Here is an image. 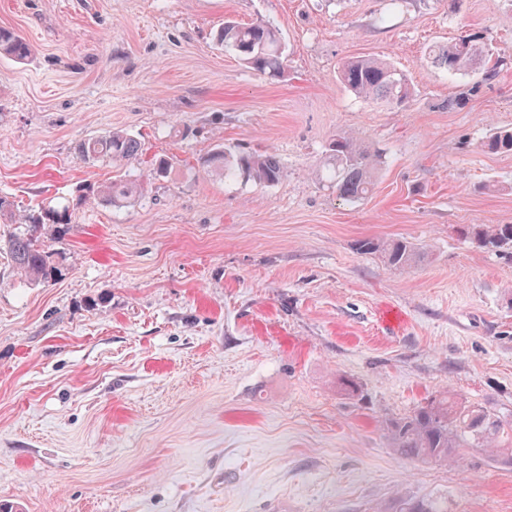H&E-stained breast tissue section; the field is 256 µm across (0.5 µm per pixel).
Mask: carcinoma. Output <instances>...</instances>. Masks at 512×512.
<instances>
[{"mask_svg":"<svg viewBox=\"0 0 512 512\" xmlns=\"http://www.w3.org/2000/svg\"><path fill=\"white\" fill-rule=\"evenodd\" d=\"M224 51L235 55L254 73L271 79L284 76L287 60L278 30L264 21L239 24L224 21L216 34ZM486 43L481 36L466 34L446 44L428 48L432 66L448 73L468 71L477 64ZM31 53L29 43L13 29L0 27V56L15 61L26 60ZM340 83L362 99H383L399 107L413 95L406 74L390 62L375 58H348L339 67ZM490 153H512V131H496L482 143ZM140 143L121 130L105 136L84 139L76 145V157L82 161L107 158L115 163L127 161L139 152ZM379 154L366 141L349 133H338L329 145L327 181L336 197L355 203L367 197L375 186V170ZM202 167L219 172L224 180L243 176L259 183L274 184L283 176L278 156L273 152L232 154L219 145L201 158ZM140 184L135 180L114 181L105 186L85 184L78 187V199H97L103 203L122 205L136 196ZM20 230L0 245L12 267L29 283L55 280L63 276L65 256L44 240L49 235L56 242L70 231L72 215L69 207L44 205L18 215ZM466 234L481 248L512 254V224H481ZM355 250L364 255L379 254L396 270H405L419 262L425 252L406 239L380 241L366 238L356 242ZM395 451L412 460L446 465L464 448H479L492 463L512 469V422L497 413L471 407L455 392L442 388L428 394L414 411L386 424ZM400 512H448L435 499L412 502Z\"/></svg>","mask_w":512,"mask_h":512,"instance_id":"carcinoma-1","label":"carcinoma"}]
</instances>
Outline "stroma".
Returning <instances> with one entry per match:
<instances>
[{
  "label": "stroma",
  "mask_w": 512,
  "mask_h": 512,
  "mask_svg": "<svg viewBox=\"0 0 512 512\" xmlns=\"http://www.w3.org/2000/svg\"><path fill=\"white\" fill-rule=\"evenodd\" d=\"M277 27L284 77L215 34ZM32 47L0 58V195L15 211L132 179L119 207L74 205L61 279L0 255V500L22 512H512V470L477 450L402 458L385 421L455 389L512 419V259L460 230L512 224V0H0ZM483 36L495 75H451L430 44ZM407 75L402 107L352 96L342 59ZM456 100L448 109V100ZM141 143L116 166L83 139ZM382 164L340 201L316 175L336 133ZM275 152L274 184L202 171L217 144ZM169 157L164 178L153 159ZM408 239L405 270L355 250ZM351 378L360 392H338ZM140 143L132 135L121 130L101 137H91L78 142L76 157L82 161L108 158L113 163L127 161L139 152Z\"/></svg>",
  "instance_id": "stroma-1"
}]
</instances>
